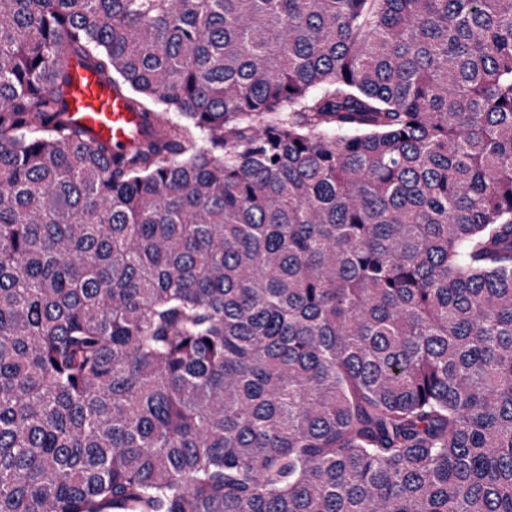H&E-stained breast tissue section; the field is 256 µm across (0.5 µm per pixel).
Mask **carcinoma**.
Returning <instances> with one entry per match:
<instances>
[{
	"label": "carcinoma",
	"instance_id": "obj_1",
	"mask_svg": "<svg viewBox=\"0 0 512 512\" xmlns=\"http://www.w3.org/2000/svg\"><path fill=\"white\" fill-rule=\"evenodd\" d=\"M0 512H512V0H0ZM66 99L69 115L94 137L127 147L145 130V121L98 74L84 64L73 62Z\"/></svg>",
	"mask_w": 512,
	"mask_h": 512
}]
</instances>
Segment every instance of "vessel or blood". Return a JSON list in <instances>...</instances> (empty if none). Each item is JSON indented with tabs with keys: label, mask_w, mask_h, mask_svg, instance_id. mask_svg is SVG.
<instances>
[{
	"label": "vessel or blood",
	"mask_w": 512,
	"mask_h": 512,
	"mask_svg": "<svg viewBox=\"0 0 512 512\" xmlns=\"http://www.w3.org/2000/svg\"><path fill=\"white\" fill-rule=\"evenodd\" d=\"M66 99L69 115L94 137L125 147L145 130L143 117L86 65L73 63Z\"/></svg>",
	"instance_id": "1"
}]
</instances>
